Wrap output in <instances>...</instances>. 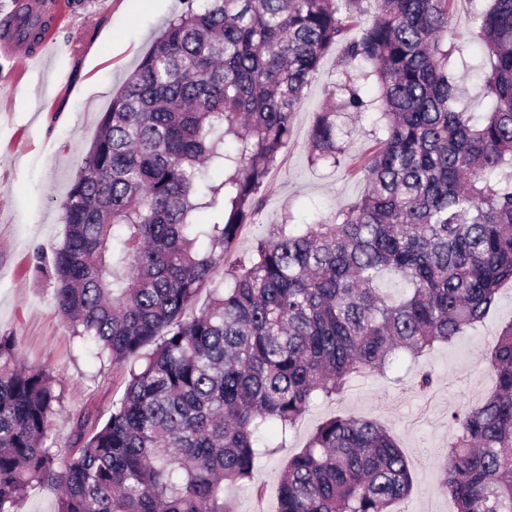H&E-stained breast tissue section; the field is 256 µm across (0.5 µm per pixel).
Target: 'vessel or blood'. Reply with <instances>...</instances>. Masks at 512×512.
I'll use <instances>...</instances> for the list:
<instances>
[{
	"label": "vessel or blood",
	"mask_w": 512,
	"mask_h": 512,
	"mask_svg": "<svg viewBox=\"0 0 512 512\" xmlns=\"http://www.w3.org/2000/svg\"><path fill=\"white\" fill-rule=\"evenodd\" d=\"M11 7L0 14V57L24 67L36 66L44 55L60 59L73 55L80 47V39L58 42L55 29L62 13H69L81 6L80 0H10ZM29 9L41 15L45 27L37 42L29 43L12 33L15 18L22 9Z\"/></svg>",
	"instance_id": "vessel-or-blood-1"
}]
</instances>
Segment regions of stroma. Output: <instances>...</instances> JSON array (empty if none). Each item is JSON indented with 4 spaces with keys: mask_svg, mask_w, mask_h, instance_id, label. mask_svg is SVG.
Masks as SVG:
<instances>
[{
    "mask_svg": "<svg viewBox=\"0 0 512 512\" xmlns=\"http://www.w3.org/2000/svg\"><path fill=\"white\" fill-rule=\"evenodd\" d=\"M185 8V0H88L81 14L63 15L57 39L83 29L87 43L81 52L41 71L48 97L40 105L27 91L26 75L0 59V82L15 86L12 99L0 105V334L16 337L22 366L49 369L59 382L65 410L53 418L48 440L62 451L72 442L73 414L88 409L97 422L108 419L113 401L124 392L126 371L100 366L71 335L54 304L51 271L41 267L34 250L49 251L61 243V205L113 94L168 20ZM479 8L478 0H456L450 19L453 61L471 66L463 94L478 116L490 104L483 93V54L472 22ZM343 49V44L333 45L322 58L293 117V137L267 179L264 207L244 228L227 262L250 254L257 240L271 237L279 223H316L362 195L365 183L356 164L381 136L376 111L339 118L338 141L345 148L340 166L311 160L310 133L318 116L329 101L341 99L340 84L363 69L358 62L345 66ZM59 69L68 73L67 84L56 82ZM511 321L508 282L481 325L421 358L419 366L435 378L431 390L414 389L419 366L405 362L385 373L353 378L340 398L313 400L287 446L261 459L251 484L229 490L235 512H277L280 475L288 459L323 420L336 414L375 419L396 435L414 477L410 497L396 504V512H453L441 486L445 451L454 433L450 416L492 390L486 353Z\"/></svg>",
    "mask_w": 512,
    "mask_h": 512,
    "instance_id": "35a3bbf8",
    "label": "stroma"
}]
</instances>
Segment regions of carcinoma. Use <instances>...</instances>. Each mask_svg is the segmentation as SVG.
Segmentation results:
<instances>
[{
    "label": "carcinoma",
    "instance_id": "1",
    "mask_svg": "<svg viewBox=\"0 0 512 512\" xmlns=\"http://www.w3.org/2000/svg\"><path fill=\"white\" fill-rule=\"evenodd\" d=\"M361 2L201 0L112 97L51 268L72 335L125 368L126 388L100 429L77 418L63 457L46 444L56 379L20 366L16 338L0 335V512L49 483L55 512H233L225 484L252 482L314 399L453 342L512 282V0L475 13L492 101L480 122L466 72L449 69L454 0H374L347 40ZM42 29L25 17L24 39ZM340 42L377 86L368 101L346 86L342 109L377 110L384 132L362 162L363 195L327 222L278 225L213 284ZM310 140L314 161L341 164L336 113ZM388 278L402 295L384 293ZM487 364L495 388L453 416L442 487L456 512H512V322ZM412 489L386 427L335 415L288 459L278 512H394Z\"/></svg>",
    "mask_w": 512,
    "mask_h": 512
}]
</instances>
